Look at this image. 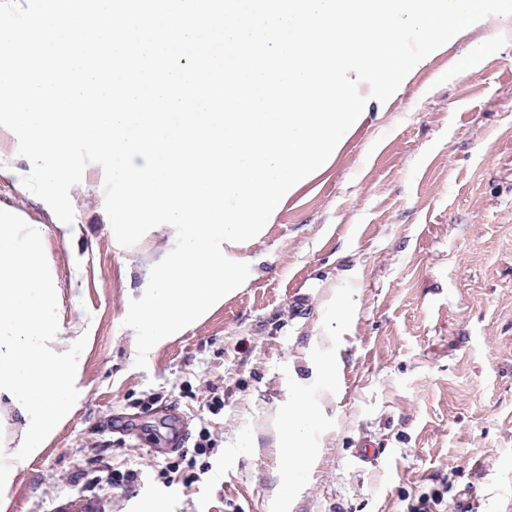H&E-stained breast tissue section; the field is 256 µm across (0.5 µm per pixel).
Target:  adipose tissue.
<instances>
[{"label": "adipose tissue", "mask_w": 512, "mask_h": 512, "mask_svg": "<svg viewBox=\"0 0 512 512\" xmlns=\"http://www.w3.org/2000/svg\"><path fill=\"white\" fill-rule=\"evenodd\" d=\"M38 229L15 224L0 211V400L22 417L9 441L0 444V512L16 463L50 443L56 425L70 411L71 387L81 364L77 341L54 328L53 288L37 243ZM319 409L304 390L287 394L276 421L277 446L285 461L278 491L288 496L291 472L317 425Z\"/></svg>", "instance_id": "1"}]
</instances>
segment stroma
Listing matches in <instances>:
<instances>
[{
  "label": "stroma",
  "mask_w": 512,
  "mask_h": 512,
  "mask_svg": "<svg viewBox=\"0 0 512 512\" xmlns=\"http://www.w3.org/2000/svg\"><path fill=\"white\" fill-rule=\"evenodd\" d=\"M479 34L491 55L467 71L469 43H455L372 108L256 244L261 274L153 347L142 368L124 319L174 240L152 229L119 245L96 163L71 188L73 226L63 229L24 186L32 166L0 131V162L17 172L0 179V210L40 230L56 332L80 337L82 362L69 417L16 469L9 512H48L73 494L109 512H226L228 497L241 512H407L436 494L433 512H452L471 484L478 512H512V23ZM323 350L336 386L322 394ZM299 384L320 420L284 498L273 424ZM215 392L224 408L214 414ZM154 396L218 441L192 487L156 478L165 413L142 419L136 437L112 430ZM361 437L379 443L377 461L354 458ZM118 461L142 473L132 491L106 479Z\"/></svg>",
  "instance_id": "35a3bbf8"
}]
</instances>
